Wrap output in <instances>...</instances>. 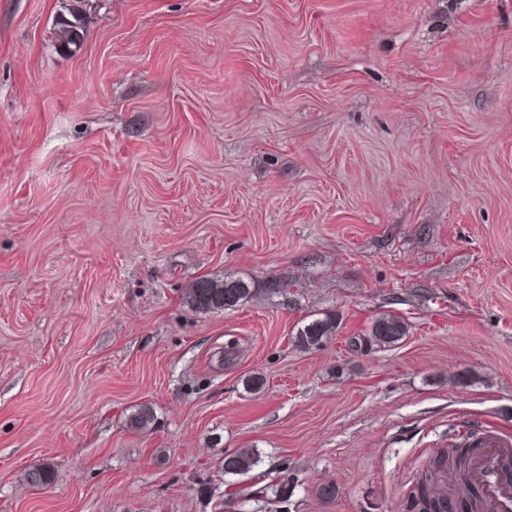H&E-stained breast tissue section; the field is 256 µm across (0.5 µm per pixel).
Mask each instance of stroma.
Instances as JSON below:
<instances>
[{"mask_svg": "<svg viewBox=\"0 0 512 512\" xmlns=\"http://www.w3.org/2000/svg\"><path fill=\"white\" fill-rule=\"evenodd\" d=\"M85 7L0 0V512H414L512 436V0ZM66 14L59 13L57 17V39L61 50L70 52L72 47L77 49L82 38L86 0H65ZM250 295L241 280L200 278L186 292V302L199 312L221 311L234 307ZM405 325L395 316L380 317L372 326L370 335L364 339V344L360 340V348L363 346L386 347L399 341L405 336ZM336 332V320L333 317L325 316L323 319H316L298 331L295 339L297 346L302 349L318 348L323 341ZM258 462L252 449L243 448L224 457V472L228 475H245Z\"/></svg>", "mask_w": 512, "mask_h": 512, "instance_id": "1", "label": "stroma"}]
</instances>
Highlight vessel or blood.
Listing matches in <instances>:
<instances>
[{
  "instance_id": "obj_1",
  "label": "vessel or blood",
  "mask_w": 512,
  "mask_h": 512,
  "mask_svg": "<svg viewBox=\"0 0 512 512\" xmlns=\"http://www.w3.org/2000/svg\"><path fill=\"white\" fill-rule=\"evenodd\" d=\"M478 447L471 459V483L479 491L488 512H512V438L495 430L480 431L474 439ZM441 512H457L462 491L449 485L443 472H435Z\"/></svg>"
}]
</instances>
